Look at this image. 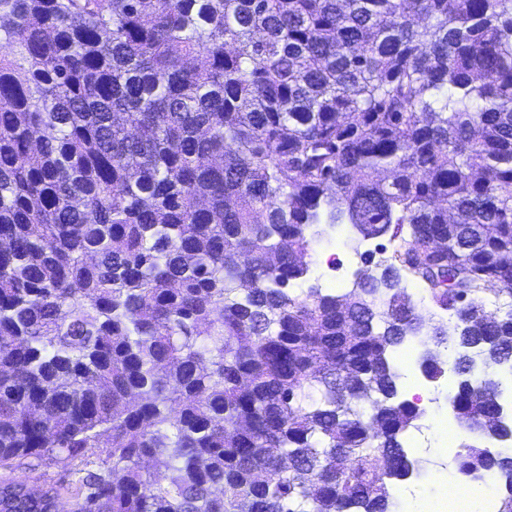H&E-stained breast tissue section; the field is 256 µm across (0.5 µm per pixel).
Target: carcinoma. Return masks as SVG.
I'll list each match as a JSON object with an SVG mask.
<instances>
[{"label": "carcinoma", "instance_id": "1", "mask_svg": "<svg viewBox=\"0 0 512 512\" xmlns=\"http://www.w3.org/2000/svg\"><path fill=\"white\" fill-rule=\"evenodd\" d=\"M323 218L391 262L295 292ZM0 240V467L108 449L74 512H402L404 345L467 436L512 391V0H0ZM455 461L512 512V448Z\"/></svg>", "mask_w": 512, "mask_h": 512}]
</instances>
